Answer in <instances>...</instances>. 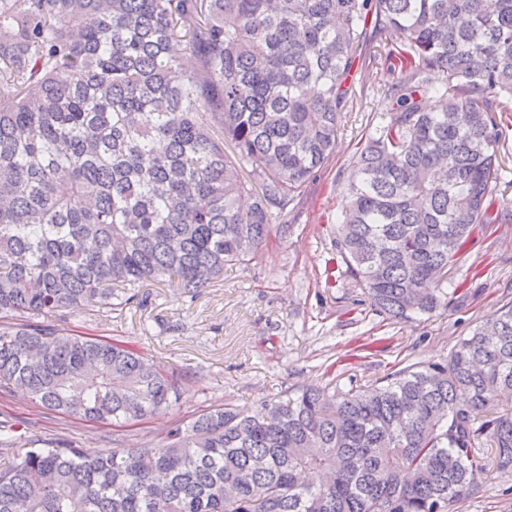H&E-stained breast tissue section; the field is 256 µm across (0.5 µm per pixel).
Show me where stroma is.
<instances>
[{
    "label": "stroma",
    "instance_id": "35a3bbf8",
    "mask_svg": "<svg viewBox=\"0 0 512 512\" xmlns=\"http://www.w3.org/2000/svg\"><path fill=\"white\" fill-rule=\"evenodd\" d=\"M384 55L354 65L336 150L319 169L287 223L245 266L194 294L171 280L140 288L117 309L86 303L66 332L99 336L152 357L173 373L177 403L164 414L120 429L47 410L25 392H0V422L37 447L73 442L86 453L113 446L168 445L173 423L232 404L251 413L265 399L296 398L303 388L365 386L411 364L446 359L459 340L512 302V215L477 225L463 258L448 272V302L430 314L399 319L374 307L340 253L337 218L354 175L357 149L385 106L394 82ZM501 132L497 201L512 202V112ZM455 512H512V472L489 470Z\"/></svg>",
    "mask_w": 512,
    "mask_h": 512
}]
</instances>
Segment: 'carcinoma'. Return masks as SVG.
<instances>
[{
	"mask_svg": "<svg viewBox=\"0 0 512 512\" xmlns=\"http://www.w3.org/2000/svg\"><path fill=\"white\" fill-rule=\"evenodd\" d=\"M377 44L397 77L339 244L373 305L406 318L440 306L475 226L502 220L512 0H0V391L114 425L172 407L157 362L61 322L249 263L334 153L346 79ZM168 436L30 447L0 468V512H454L475 475L512 470V302L441 362L254 415L226 404ZM27 444L0 428V450Z\"/></svg>",
	"mask_w": 512,
	"mask_h": 512,
	"instance_id": "carcinoma-1",
	"label": "carcinoma"
}]
</instances>
